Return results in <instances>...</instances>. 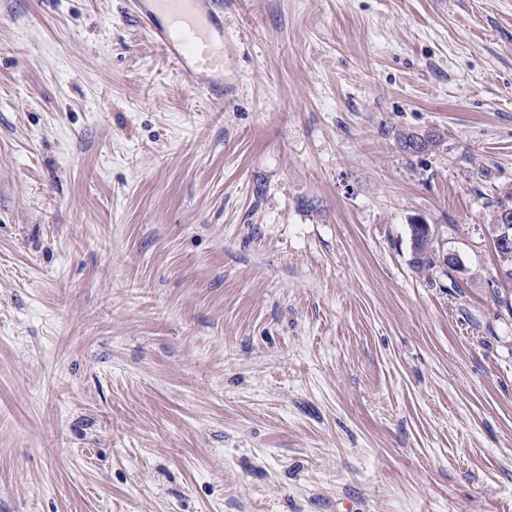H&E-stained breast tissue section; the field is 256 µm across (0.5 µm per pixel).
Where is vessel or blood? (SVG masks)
<instances>
[{
    "mask_svg": "<svg viewBox=\"0 0 512 512\" xmlns=\"http://www.w3.org/2000/svg\"><path fill=\"white\" fill-rule=\"evenodd\" d=\"M185 85L209 97L224 94V0H131Z\"/></svg>",
    "mask_w": 512,
    "mask_h": 512,
    "instance_id": "1",
    "label": "vessel or blood"
}]
</instances>
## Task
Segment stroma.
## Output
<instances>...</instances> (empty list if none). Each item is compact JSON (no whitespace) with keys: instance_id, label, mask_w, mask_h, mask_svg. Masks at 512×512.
I'll list each match as a JSON object with an SVG mask.
<instances>
[{"instance_id":"1","label":"stroma","mask_w":512,"mask_h":512,"mask_svg":"<svg viewBox=\"0 0 512 512\" xmlns=\"http://www.w3.org/2000/svg\"><path fill=\"white\" fill-rule=\"evenodd\" d=\"M224 57L0 0V512H512V0H224ZM420 135H424V136L422 137ZM399 140L401 142L402 148L405 151H407L409 154L417 155V154L428 153L429 151H432V149L434 147H436L438 145V143L440 142V136L438 134H428V133H426V134H410V135L402 134V135H400ZM417 140L422 142L420 144V148H418L415 145V141H417ZM411 147L413 149H418V151H420V152L409 151L408 149ZM499 208L500 210H498L494 216L492 234H497V229L500 225L509 226V239L505 243L498 245L502 250H505L506 254L510 255L501 256L498 253L497 255L500 262L501 278H503L505 282L512 284V208L510 212L506 213L503 212L504 205H500ZM424 226V227H421ZM410 232L414 251V265L420 273L433 269L436 265L435 230L430 224H410Z\"/></svg>"}]
</instances>
